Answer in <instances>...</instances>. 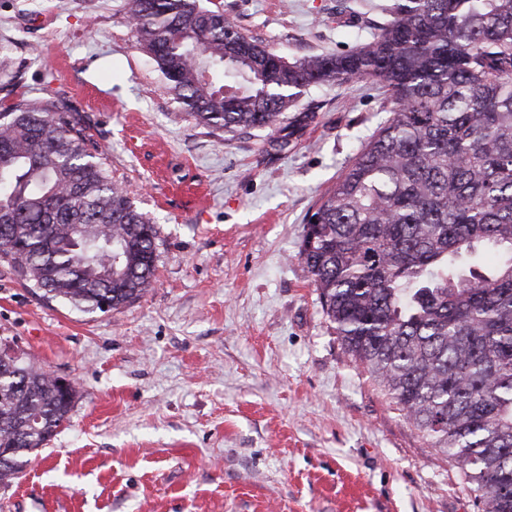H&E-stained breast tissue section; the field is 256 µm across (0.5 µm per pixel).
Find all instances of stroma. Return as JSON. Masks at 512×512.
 <instances>
[{
	"instance_id": "1",
	"label": "stroma",
	"mask_w": 512,
	"mask_h": 512,
	"mask_svg": "<svg viewBox=\"0 0 512 512\" xmlns=\"http://www.w3.org/2000/svg\"><path fill=\"white\" fill-rule=\"evenodd\" d=\"M391 0H220L288 61L347 52ZM125 0H0V108L51 94L158 228L149 291L84 313L0 266V339L71 379L68 422L0 512H482L344 351L305 219L390 117L380 85L306 88L276 130L179 112Z\"/></svg>"
}]
</instances>
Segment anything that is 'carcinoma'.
Instances as JSON below:
<instances>
[{
  "label": "carcinoma",
  "instance_id": "carcinoma-1",
  "mask_svg": "<svg viewBox=\"0 0 512 512\" xmlns=\"http://www.w3.org/2000/svg\"><path fill=\"white\" fill-rule=\"evenodd\" d=\"M178 110L211 130L276 127L303 89L359 79L392 116L305 224L301 260L345 351L512 512V0H393L348 53L294 62L220 6L126 0ZM0 264L85 312L151 287L157 229L56 100L0 112ZM25 354L0 360V485L69 420Z\"/></svg>",
  "mask_w": 512,
  "mask_h": 512
}]
</instances>
